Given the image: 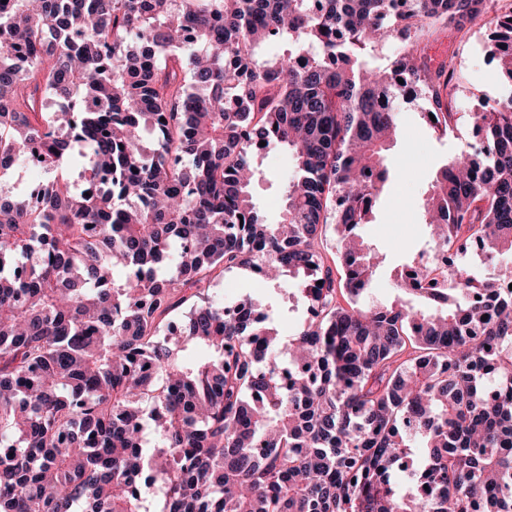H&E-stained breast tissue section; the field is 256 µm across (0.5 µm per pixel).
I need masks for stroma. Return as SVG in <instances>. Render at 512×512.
Instances as JSON below:
<instances>
[{"instance_id":"obj_1","label":"stroma","mask_w":512,"mask_h":512,"mask_svg":"<svg viewBox=\"0 0 512 512\" xmlns=\"http://www.w3.org/2000/svg\"><path fill=\"white\" fill-rule=\"evenodd\" d=\"M491 29L490 19L484 17L466 25L464 34L450 27L430 35L427 41L429 58H453L462 72V83L451 92L456 119L446 136L430 132L422 96L402 97L396 102L404 134L386 154L389 178L377 198L371 223L363 229L365 240L382 258L368 301L390 303L396 296L397 273L430 261L433 245L422 215L433 176L451 152L471 141L469 114L479 102L512 94V85L498 78V62L488 53ZM257 164L260 174L252 186L253 199L266 222L275 224L283 215L293 159L286 148L271 146L261 151ZM293 288L289 277L263 287L252 270L243 268L216 279L208 294L218 303L248 297L259 307H273L280 335L286 339L295 334L306 316V308L297 304Z\"/></svg>"}]
</instances>
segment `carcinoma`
<instances>
[{
    "label": "carcinoma",
    "mask_w": 512,
    "mask_h": 512,
    "mask_svg": "<svg viewBox=\"0 0 512 512\" xmlns=\"http://www.w3.org/2000/svg\"><path fill=\"white\" fill-rule=\"evenodd\" d=\"M400 2L0 0V167L51 173L35 203L0 189V512H512V98L471 113L487 151L449 156L425 203L497 275L408 267L424 307L359 304L398 72L434 131L455 117L411 32L487 12ZM493 22L512 83V11ZM262 142L294 159L278 224L248 191ZM240 266L294 279L287 344L251 299L204 297ZM400 50L401 42L389 38L368 47L364 59L369 66L385 68L399 55Z\"/></svg>",
    "instance_id": "cac0c4a2"
}]
</instances>
